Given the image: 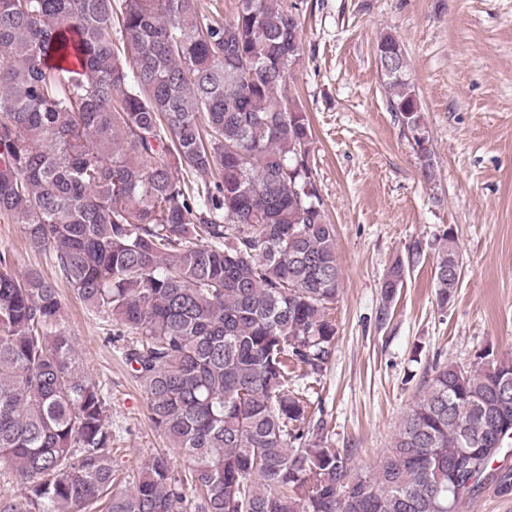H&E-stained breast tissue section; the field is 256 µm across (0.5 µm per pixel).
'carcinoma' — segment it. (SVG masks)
Listing matches in <instances>:
<instances>
[{
  "instance_id": "obj_1",
  "label": "carcinoma",
  "mask_w": 512,
  "mask_h": 512,
  "mask_svg": "<svg viewBox=\"0 0 512 512\" xmlns=\"http://www.w3.org/2000/svg\"><path fill=\"white\" fill-rule=\"evenodd\" d=\"M298 6L239 0H0V220L23 226L119 335L161 452L112 492L109 405L59 328L56 283L0 251V465L35 512H459L512 493V360L435 368L387 452L360 473L310 411L335 351L336 232L306 112L286 94L303 53ZM376 59L390 111L432 140L397 39ZM441 307L463 265L443 231ZM409 246L381 283L385 321ZM307 380L303 387L294 382ZM459 512H512V494L502 496L494 485L486 483L480 491L463 499Z\"/></svg>"
}]
</instances>
